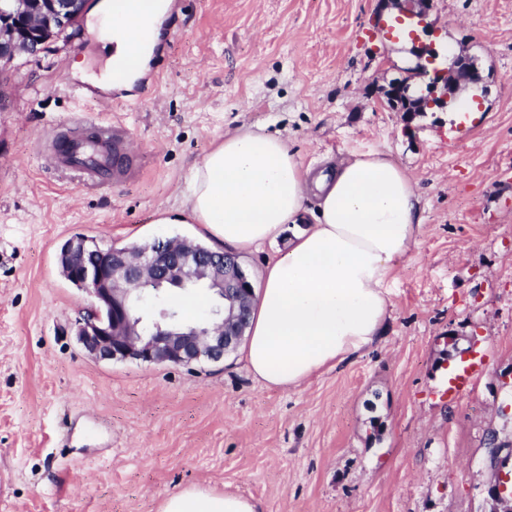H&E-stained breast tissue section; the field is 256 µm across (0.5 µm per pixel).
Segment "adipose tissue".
<instances>
[{"label": "adipose tissue", "instance_id": "1", "mask_svg": "<svg viewBox=\"0 0 512 512\" xmlns=\"http://www.w3.org/2000/svg\"><path fill=\"white\" fill-rule=\"evenodd\" d=\"M191 218L241 253L287 237L254 290L243 359L266 387L288 389L382 336L392 272L422 231L410 176L381 151L303 166L280 137L225 135L187 184ZM159 512H257L233 493L190 487Z\"/></svg>", "mask_w": 512, "mask_h": 512}]
</instances>
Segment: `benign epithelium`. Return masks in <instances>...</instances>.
Wrapping results in <instances>:
<instances>
[{"instance_id": "7a95c632", "label": "benign epithelium", "mask_w": 512, "mask_h": 512, "mask_svg": "<svg viewBox=\"0 0 512 512\" xmlns=\"http://www.w3.org/2000/svg\"><path fill=\"white\" fill-rule=\"evenodd\" d=\"M424 22L433 0H384ZM89 0H10L0 6V70L21 54L36 55L60 33L81 21ZM483 80L475 60L458 57L453 69H433L427 94L408 96L400 83L384 90L391 102L403 101L402 112L439 107L444 96L461 84ZM62 254L81 256L79 264H60L62 273L90 297L73 325L74 336L86 354L98 362L136 361L189 366L221 363L245 336L250 296L248 278L236 258L188 239L156 240L147 246L107 248L84 236L69 238ZM172 288H206L220 299L213 315L199 323L175 319L167 310L148 323L139 313L144 293ZM512 444L492 439L491 463L498 482L487 490L491 512H512L507 491Z\"/></svg>"}]
</instances>
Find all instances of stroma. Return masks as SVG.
<instances>
[{"mask_svg":"<svg viewBox=\"0 0 512 512\" xmlns=\"http://www.w3.org/2000/svg\"><path fill=\"white\" fill-rule=\"evenodd\" d=\"M144 72L113 104L108 29L15 60L0 104V512H157L193 485L259 512H489L490 436L512 440V0H434L412 37L379 0H177ZM473 57L477 107L415 115L414 43ZM88 85L86 98L70 92ZM121 121L135 174L98 184L54 167L53 131ZM283 138L303 165L384 151L412 178L424 227L388 294L383 338L288 389L240 352L220 364L98 362L71 324L89 299L57 257L71 236L123 246L175 236L192 166L226 133ZM485 360L457 400L455 373Z\"/></svg>","mask_w":512,"mask_h":512,"instance_id":"1","label":"stroma"}]
</instances>
